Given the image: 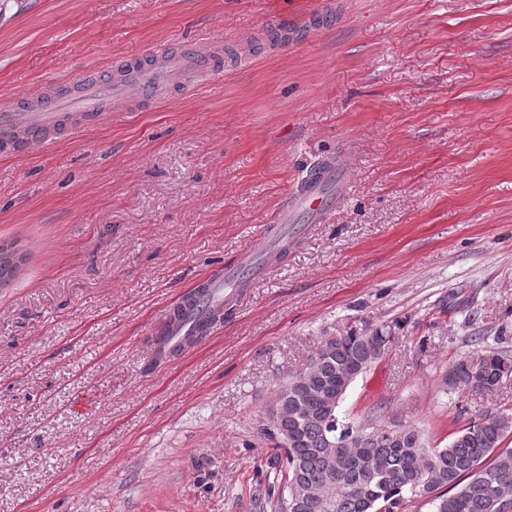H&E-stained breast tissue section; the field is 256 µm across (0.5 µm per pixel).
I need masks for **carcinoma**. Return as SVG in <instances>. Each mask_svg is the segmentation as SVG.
Instances as JSON below:
<instances>
[{
	"label": "carcinoma",
	"instance_id": "obj_1",
	"mask_svg": "<svg viewBox=\"0 0 512 512\" xmlns=\"http://www.w3.org/2000/svg\"><path fill=\"white\" fill-rule=\"evenodd\" d=\"M19 264L0 245V288ZM395 330L350 328L324 338L316 353L279 390L270 415L276 442L274 476L263 507L272 512H402L426 500L433 512H506L512 497V415L482 412L444 448L428 445L412 425L365 426L356 444H340L337 429L351 423L341 405L355 381L384 358ZM512 376V360L480 346L448 367L442 384L462 390L479 383L491 392Z\"/></svg>",
	"mask_w": 512,
	"mask_h": 512
}]
</instances>
